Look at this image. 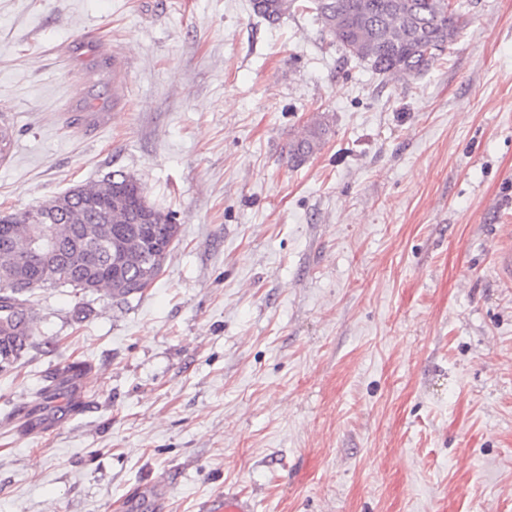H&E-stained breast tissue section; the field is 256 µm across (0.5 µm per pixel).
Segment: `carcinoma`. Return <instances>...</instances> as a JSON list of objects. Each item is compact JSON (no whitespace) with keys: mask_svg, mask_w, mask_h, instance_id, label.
I'll list each match as a JSON object with an SVG mask.
<instances>
[{"mask_svg":"<svg viewBox=\"0 0 512 512\" xmlns=\"http://www.w3.org/2000/svg\"><path fill=\"white\" fill-rule=\"evenodd\" d=\"M253 12L276 23L294 10L316 14L322 31L338 43L346 59H354L382 75L414 78L429 69L457 41L468 26L460 7L451 0H252ZM328 124L314 120L288 150L289 160L301 163L314 154L328 134ZM85 200L100 202L92 211L76 202L50 224H35L30 211L0 223V369L14 367L29 347L36 316L30 296L37 288L72 289L88 294L109 292L125 300L137 285L153 282L170 251L169 240L178 235L171 215L138 205L144 196L133 175L120 172L114 179L80 187ZM47 245L45 258L36 265L20 266L11 258L32 243ZM10 280L30 285L23 293L9 288Z\"/></svg>","mask_w":512,"mask_h":512,"instance_id":"1","label":"carcinoma"}]
</instances>
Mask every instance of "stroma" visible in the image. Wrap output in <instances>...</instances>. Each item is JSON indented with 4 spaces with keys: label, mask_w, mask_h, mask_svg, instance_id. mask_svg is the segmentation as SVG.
<instances>
[{
    "label": "stroma",
    "mask_w": 512,
    "mask_h": 512,
    "mask_svg": "<svg viewBox=\"0 0 512 512\" xmlns=\"http://www.w3.org/2000/svg\"><path fill=\"white\" fill-rule=\"evenodd\" d=\"M468 2L398 81L308 10L0 0V215L124 171L179 226L148 288L83 321L31 295L0 512H512V0ZM328 124L322 119L314 120L302 135L293 141L288 150L289 161L301 163L314 154L328 134ZM206 512H256L250 497L234 493H224V497L209 501Z\"/></svg>",
    "instance_id": "1"
}]
</instances>
